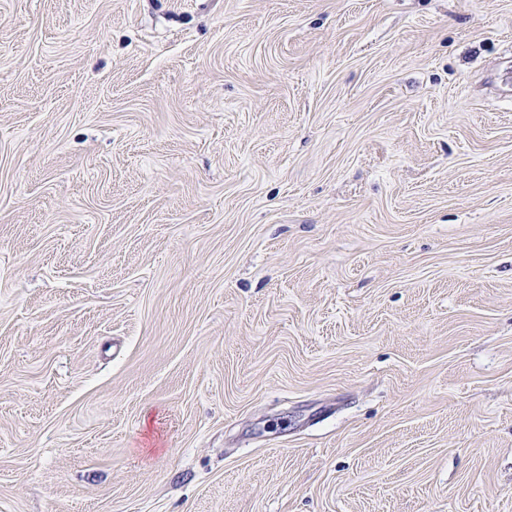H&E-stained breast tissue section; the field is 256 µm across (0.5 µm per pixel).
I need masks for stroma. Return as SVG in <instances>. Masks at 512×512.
Masks as SVG:
<instances>
[{
	"instance_id": "1",
	"label": "stroma",
	"mask_w": 512,
	"mask_h": 512,
	"mask_svg": "<svg viewBox=\"0 0 512 512\" xmlns=\"http://www.w3.org/2000/svg\"><path fill=\"white\" fill-rule=\"evenodd\" d=\"M512 0H0V512H512Z\"/></svg>"
}]
</instances>
